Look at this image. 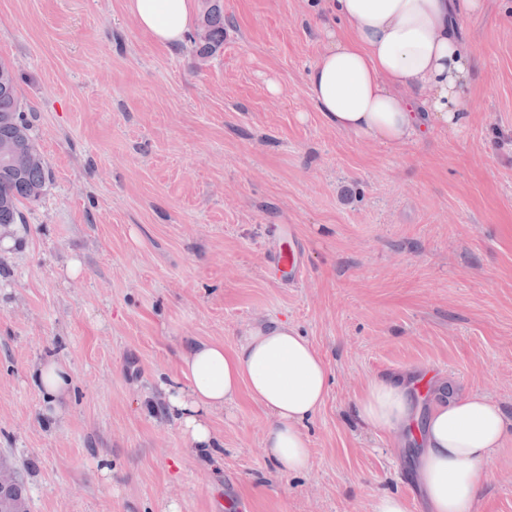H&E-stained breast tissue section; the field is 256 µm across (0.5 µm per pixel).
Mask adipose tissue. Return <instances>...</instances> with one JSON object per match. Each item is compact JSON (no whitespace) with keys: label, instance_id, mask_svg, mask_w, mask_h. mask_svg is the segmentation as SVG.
Segmentation results:
<instances>
[{"label":"adipose tissue","instance_id":"1","mask_svg":"<svg viewBox=\"0 0 512 512\" xmlns=\"http://www.w3.org/2000/svg\"><path fill=\"white\" fill-rule=\"evenodd\" d=\"M341 28H325V46L307 75L309 95L337 131L392 147L425 130L456 128L473 109L472 52L462 23L478 16L482 0H324ZM141 29L167 47L182 43L194 22V0H128ZM182 381L164 385L167 412L190 448L217 445L211 416L241 391L269 414L261 444L284 474L307 471L311 448L304 424L325 404L330 370L296 328L259 318L233 351L205 341L180 354ZM45 412L60 416L71 382L66 363L42 361L33 374ZM370 429L405 440L422 432L417 478L428 512H474L487 466L512 432V421L485 394L438 392L419 415L407 374L371 378L354 403Z\"/></svg>","mask_w":512,"mask_h":512}]
</instances>
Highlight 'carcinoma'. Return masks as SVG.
Returning <instances> with one entry per match:
<instances>
[{
  "label": "carcinoma",
  "instance_id": "1",
  "mask_svg": "<svg viewBox=\"0 0 512 512\" xmlns=\"http://www.w3.org/2000/svg\"><path fill=\"white\" fill-rule=\"evenodd\" d=\"M224 46L222 0H203L200 23L191 38V49L204 63ZM14 67L0 61V142H15L26 152V163L18 167L0 155V224L26 223L22 205L37 202L47 193L50 172L31 128L23 117Z\"/></svg>",
  "mask_w": 512,
  "mask_h": 512
}]
</instances>
